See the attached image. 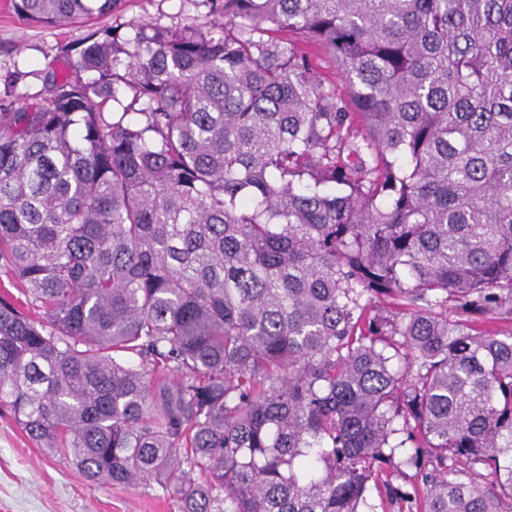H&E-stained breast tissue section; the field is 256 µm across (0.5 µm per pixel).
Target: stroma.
Instances as JSON below:
<instances>
[{"label": "stroma", "mask_w": 512, "mask_h": 512, "mask_svg": "<svg viewBox=\"0 0 512 512\" xmlns=\"http://www.w3.org/2000/svg\"><path fill=\"white\" fill-rule=\"evenodd\" d=\"M207 7L197 0H119L113 17L79 19L60 26L37 25L0 0V73L20 69L25 79L12 99L39 102L43 77L64 70V49L77 48L101 25L153 22L167 27L200 24ZM0 512H178L157 484L90 486L75 467L37 446L0 407Z\"/></svg>", "instance_id": "1"}]
</instances>
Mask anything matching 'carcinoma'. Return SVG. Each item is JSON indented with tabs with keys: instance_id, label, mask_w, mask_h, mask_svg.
<instances>
[{
	"instance_id": "carcinoma-1",
	"label": "carcinoma",
	"mask_w": 512,
	"mask_h": 512,
	"mask_svg": "<svg viewBox=\"0 0 512 512\" xmlns=\"http://www.w3.org/2000/svg\"><path fill=\"white\" fill-rule=\"evenodd\" d=\"M207 2L0 105V405L179 512H512V0ZM1 294L13 298L18 307L24 310H28L30 308L29 313L31 314L38 315V312H40V310H34L27 304L28 298L26 296L25 287L13 278L9 269L5 267L3 262L0 260V295Z\"/></svg>"
}]
</instances>
